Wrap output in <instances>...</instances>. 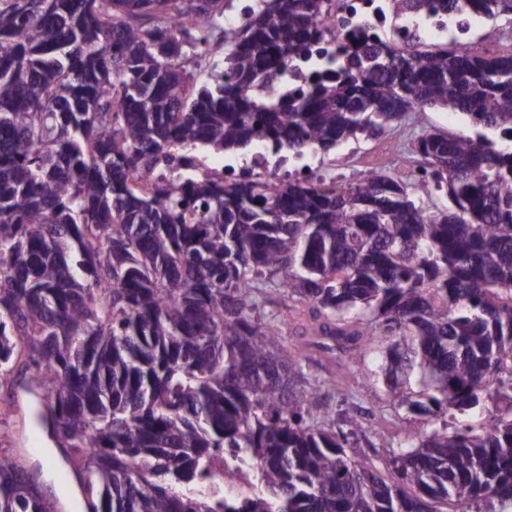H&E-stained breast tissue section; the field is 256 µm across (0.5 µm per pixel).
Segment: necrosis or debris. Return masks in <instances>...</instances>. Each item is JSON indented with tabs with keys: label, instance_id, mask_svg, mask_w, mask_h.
I'll list each match as a JSON object with an SVG mask.
<instances>
[{
	"label": "necrosis or debris",
	"instance_id": "4bbe7bcc",
	"mask_svg": "<svg viewBox=\"0 0 512 512\" xmlns=\"http://www.w3.org/2000/svg\"><path fill=\"white\" fill-rule=\"evenodd\" d=\"M490 20L472 8L449 9L446 0H406L403 9H394L391 0H324L317 27L320 36L311 52L289 56L287 63L270 72L257 85L263 97L278 100L305 90L309 82L325 75L326 59L346 56L361 38L369 36L391 48L409 51L451 49L494 52L495 43L486 39ZM316 154L307 151L277 162L266 146H255L236 166L223 157L201 161L194 153L173 151L162 157L150 171L141 174L142 183L191 177L221 181L227 176L254 179L280 185L309 179L316 170Z\"/></svg>",
	"mask_w": 512,
	"mask_h": 512
}]
</instances>
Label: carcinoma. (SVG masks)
<instances>
[{
    "label": "carcinoma",
    "mask_w": 512,
    "mask_h": 512,
    "mask_svg": "<svg viewBox=\"0 0 512 512\" xmlns=\"http://www.w3.org/2000/svg\"><path fill=\"white\" fill-rule=\"evenodd\" d=\"M491 22L512 0H466ZM321 0H259L224 31L233 73L196 87L224 0H0V374L41 390L36 419L78 476L83 512H498L512 505V416L405 439L387 480L347 453L303 352L350 354L398 337L381 370L399 405L465 413L512 402V149L429 130L416 190L372 172L355 185L164 183L136 175L167 149L263 144L329 154L412 109L446 108L512 142V54L372 45L276 102L265 74L316 39ZM274 282L311 307L286 351L251 316ZM422 371L418 399L405 392ZM261 484L235 495L215 470ZM0 455V512H60Z\"/></svg>",
    "instance_id": "1"
}]
</instances>
